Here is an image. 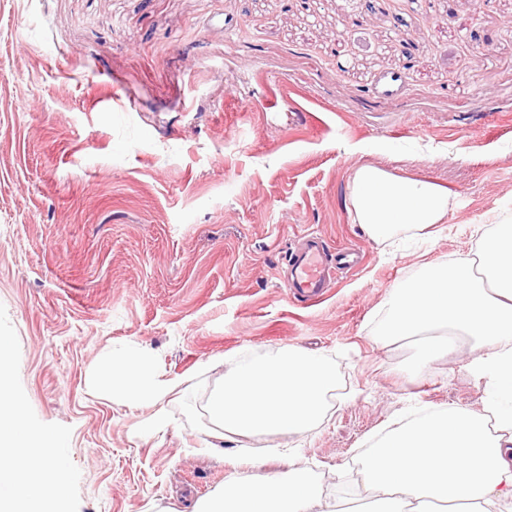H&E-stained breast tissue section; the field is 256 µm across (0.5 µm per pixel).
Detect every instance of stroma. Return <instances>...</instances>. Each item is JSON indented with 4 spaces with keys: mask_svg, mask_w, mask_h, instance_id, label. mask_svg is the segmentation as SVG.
Instances as JSON below:
<instances>
[{
    "mask_svg": "<svg viewBox=\"0 0 512 512\" xmlns=\"http://www.w3.org/2000/svg\"><path fill=\"white\" fill-rule=\"evenodd\" d=\"M367 163L448 188L444 224L374 242L348 212ZM510 211L512 0H0V335L30 422L68 440L69 512H194L243 446L373 498L352 466L373 436L486 400L469 348L448 376L375 344L381 305ZM309 233L364 259L302 303L284 276ZM134 347L181 380L154 434L88 387ZM289 347L321 350L342 399L306 434L213 441L227 367Z\"/></svg>",
    "mask_w": 512,
    "mask_h": 512,
    "instance_id": "stroma-1",
    "label": "stroma"
}]
</instances>
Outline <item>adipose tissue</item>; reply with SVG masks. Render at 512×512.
<instances>
[{"label": "adipose tissue", "mask_w": 512, "mask_h": 512, "mask_svg": "<svg viewBox=\"0 0 512 512\" xmlns=\"http://www.w3.org/2000/svg\"><path fill=\"white\" fill-rule=\"evenodd\" d=\"M449 196L440 186L359 166L349 213L370 237L385 242L402 230L442 223ZM375 343L419 349L413 368L425 372L469 345L487 391L482 411L428 410L382 435L361 461L377 494L376 512H512V218L480 239L478 258L433 266L404 282L384 302ZM12 340L0 336V512H63L68 463L59 437L30 424L10 388ZM336 370L322 353L288 348L237 364L210 392L205 411L218 439L301 434L322 420L336 388ZM157 372L150 353L109 356L89 379L132 407L151 406L146 427L162 430L163 405L179 387ZM248 455L228 458L223 488L199 512H315L321 490L301 470L241 473Z\"/></svg>", "instance_id": "adipose-tissue-1"}]
</instances>
